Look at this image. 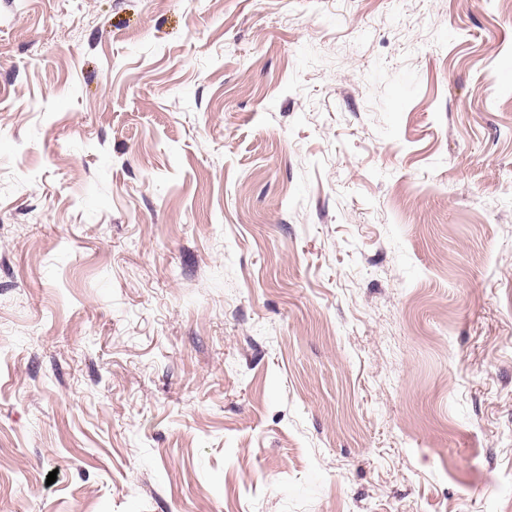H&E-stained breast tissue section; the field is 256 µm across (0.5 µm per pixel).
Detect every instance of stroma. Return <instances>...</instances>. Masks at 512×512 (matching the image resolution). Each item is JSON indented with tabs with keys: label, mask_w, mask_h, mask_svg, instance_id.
Returning <instances> with one entry per match:
<instances>
[{
	"label": "stroma",
	"mask_w": 512,
	"mask_h": 512,
	"mask_svg": "<svg viewBox=\"0 0 512 512\" xmlns=\"http://www.w3.org/2000/svg\"><path fill=\"white\" fill-rule=\"evenodd\" d=\"M508 488L512 0H0V512Z\"/></svg>",
	"instance_id": "35a3bbf8"
}]
</instances>
